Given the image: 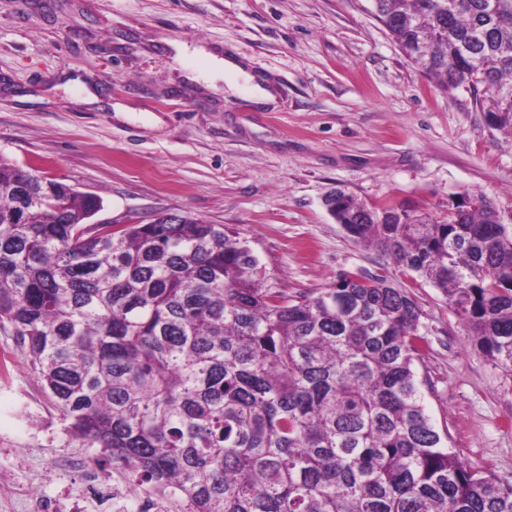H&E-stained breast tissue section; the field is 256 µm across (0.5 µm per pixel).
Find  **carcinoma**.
<instances>
[{"label":"carcinoma","instance_id":"cac0c4a2","mask_svg":"<svg viewBox=\"0 0 512 512\" xmlns=\"http://www.w3.org/2000/svg\"><path fill=\"white\" fill-rule=\"evenodd\" d=\"M448 93L491 94L512 135V0H374ZM448 223L340 195L332 218L438 288L512 371V235L482 193ZM101 206L0 160V327L71 432L186 512H512L424 404L420 309L385 275L345 272L290 299L220 224H87Z\"/></svg>","mask_w":512,"mask_h":512}]
</instances>
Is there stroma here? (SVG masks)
<instances>
[{
    "mask_svg": "<svg viewBox=\"0 0 512 512\" xmlns=\"http://www.w3.org/2000/svg\"><path fill=\"white\" fill-rule=\"evenodd\" d=\"M198 47L243 60L274 102L211 76ZM0 158L99 196L96 224L224 225L257 255L264 287L291 297L345 271L391 277L429 339L417 365L429 414L468 466L512 482V372L473 345L439 289L401 276L322 204L339 187L444 222L468 190L512 230V137L469 91L436 88L371 0H0ZM89 471L125 486L120 501L99 506ZM34 490L58 512H135L149 495L74 438L0 327V512H29Z\"/></svg>",
    "mask_w": 512,
    "mask_h": 512,
    "instance_id": "1",
    "label": "stroma"
}]
</instances>
